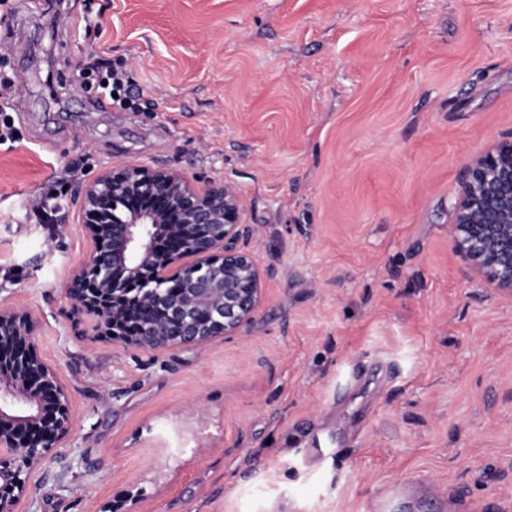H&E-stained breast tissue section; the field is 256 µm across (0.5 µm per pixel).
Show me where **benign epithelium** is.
<instances>
[{
  "mask_svg": "<svg viewBox=\"0 0 512 512\" xmlns=\"http://www.w3.org/2000/svg\"><path fill=\"white\" fill-rule=\"evenodd\" d=\"M75 197L90 250L66 293L75 312L96 316L95 336L147 352L189 349L253 320L264 273L242 248L254 228L234 188L126 165ZM449 234L477 275L512 292V136L466 167ZM156 308L162 317L151 316ZM34 332L30 312L0 308V512H18L32 471L57 454L73 420L63 383L34 353Z\"/></svg>",
  "mask_w": 512,
  "mask_h": 512,
  "instance_id": "7a95c632",
  "label": "benign epithelium"
}]
</instances>
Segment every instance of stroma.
<instances>
[{"instance_id":"35a3bbf8","label":"stroma","mask_w":512,"mask_h":512,"mask_svg":"<svg viewBox=\"0 0 512 512\" xmlns=\"http://www.w3.org/2000/svg\"><path fill=\"white\" fill-rule=\"evenodd\" d=\"M93 50L137 108L81 86ZM4 73L0 308L34 314L75 409L22 512H512V294L448 235L466 166L512 135V0H0ZM75 161L232 186L254 319L92 341L65 292Z\"/></svg>"}]
</instances>
